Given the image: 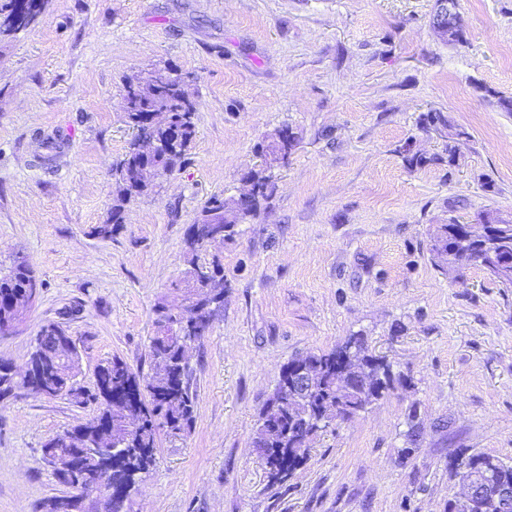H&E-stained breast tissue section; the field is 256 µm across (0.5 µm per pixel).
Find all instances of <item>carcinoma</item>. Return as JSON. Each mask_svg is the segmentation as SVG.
Returning <instances> with one entry per match:
<instances>
[{
  "label": "carcinoma",
  "mask_w": 512,
  "mask_h": 512,
  "mask_svg": "<svg viewBox=\"0 0 512 512\" xmlns=\"http://www.w3.org/2000/svg\"><path fill=\"white\" fill-rule=\"evenodd\" d=\"M43 8L44 0H0V40L27 29L29 18L40 14ZM165 69V65H156L145 75L127 82L124 101L134 104L130 112L134 113L136 123L142 127L150 126L144 115L151 112H162L167 108L179 117L180 129L177 134L173 135L161 126L149 133L150 138L162 144V149L156 152L158 166L171 174L181 167L195 139L196 108L186 85L171 81L159 84L154 80V74ZM296 139V133L290 128L283 142L271 140L259 146V152L266 161L265 166L248 175L254 196L252 209H241L238 199L234 197L213 195L189 225L203 244L185 248L186 269L182 284L208 295V303L219 302L222 291H213L212 280L197 276V271L203 268L217 272L221 267L218 258L209 256L207 238L220 230L223 236L230 237L235 233V226L257 215L274 189L268 171L275 162L288 160ZM142 157V152L129 146L123 158L112 167L116 196L109 217L94 229L97 236L112 237L118 225L123 223L126 205L153 189L149 182L141 188L129 182V173L141 165ZM430 254L438 266L453 264L461 269L474 266L485 271L494 281L512 288V225L489 224L483 227L482 233L468 236L461 234L455 223L438 224L431 236ZM33 280L35 276L25 259L13 260L5 272H0V323L12 319L14 306L28 301V290ZM154 314L148 372H134L117 357L99 365L96 390L102 403L97 414L76 428L49 437L42 445L53 455L68 451L76 447L75 432L94 433L97 422L104 418L112 421V437L128 442V447L112 453V461H97V485L60 479L70 488L73 498L82 501L105 485L112 486L116 491H132L155 465L159 432L164 430L172 437H181L191 432L194 426L196 402L189 384L186 351L200 341L202 335L194 333L185 341L173 340L163 335V324L183 318L191 325L202 314L184 316L175 299L158 302ZM30 355L58 359L56 372L47 376L50 383L54 382L56 374L70 370V365L65 363L69 359L68 351L53 323L41 327L37 344ZM345 356L349 357V365L359 371L367 387L338 397L336 366ZM300 360L315 368L318 375L317 390L308 401L306 415H301L302 404L288 395V377L281 375L273 396L264 404L258 416L254 445L262 449L269 478L274 485L284 483L305 462L308 451L290 459L288 448L295 438L310 440L317 434L313 418L349 420L393 387L390 364L368 353L365 338L361 335L350 336L330 351L311 353L300 357Z\"/></svg>",
  "instance_id": "cac0c4a2"
}]
</instances>
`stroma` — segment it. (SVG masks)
<instances>
[{
  "instance_id": "obj_1",
  "label": "stroma",
  "mask_w": 512,
  "mask_h": 512,
  "mask_svg": "<svg viewBox=\"0 0 512 512\" xmlns=\"http://www.w3.org/2000/svg\"><path fill=\"white\" fill-rule=\"evenodd\" d=\"M434 0H47L0 42V268L27 259L38 295L0 360L21 363L41 326L72 337L79 397L25 390L0 403V512L67 495L41 456L97 414L95 376L147 369L154 308L183 276L184 237L211 196L239 194L258 146L290 126L259 214L215 244L224 300L191 346L196 420L161 437L126 512H448L449 466L512 463V288L429 253L436 225L512 211V0H458L465 38L430 25ZM164 61L194 75L196 137L111 238L112 165L135 131L129 77ZM442 113L463 131L441 162ZM430 157L409 166L403 149ZM395 376L383 398L318 433L271 484L258 415L291 358L354 334ZM417 441L403 457L408 430Z\"/></svg>"
}]
</instances>
